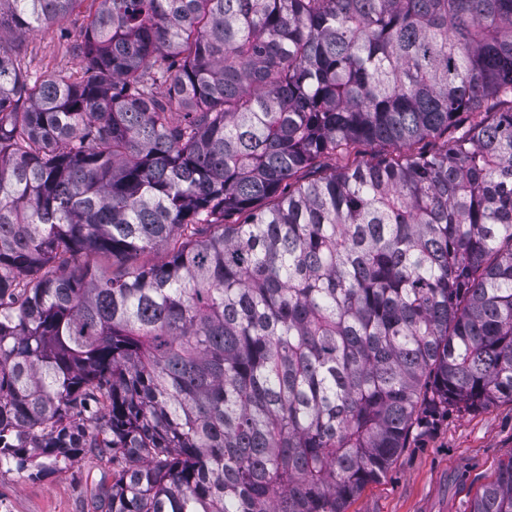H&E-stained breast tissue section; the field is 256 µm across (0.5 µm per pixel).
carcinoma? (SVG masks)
<instances>
[{
  "label": "carcinoma",
  "mask_w": 512,
  "mask_h": 512,
  "mask_svg": "<svg viewBox=\"0 0 512 512\" xmlns=\"http://www.w3.org/2000/svg\"><path fill=\"white\" fill-rule=\"evenodd\" d=\"M82 9L81 76L23 74L6 35ZM499 398L512 0H0V468L346 512L421 411ZM469 512H512V458ZM159 258L160 255L155 252H140L127 255L120 259L101 260L94 257H89L87 261H89L91 264H106L114 272L124 273L153 263Z\"/></svg>",
  "instance_id": "cac0c4a2"
}]
</instances>
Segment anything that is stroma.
Instances as JSON below:
<instances>
[{
	"label": "stroma",
	"instance_id": "stroma-1",
	"mask_svg": "<svg viewBox=\"0 0 512 512\" xmlns=\"http://www.w3.org/2000/svg\"><path fill=\"white\" fill-rule=\"evenodd\" d=\"M84 18L69 14L36 35H19L14 54L31 77L59 69L79 73L71 54ZM512 457V402L499 400L477 411L459 407L422 412L405 448L385 475L368 484L347 512H467L471 500ZM99 461H70L54 474L27 479L0 469V512H91Z\"/></svg>",
	"mask_w": 512,
	"mask_h": 512
}]
</instances>
